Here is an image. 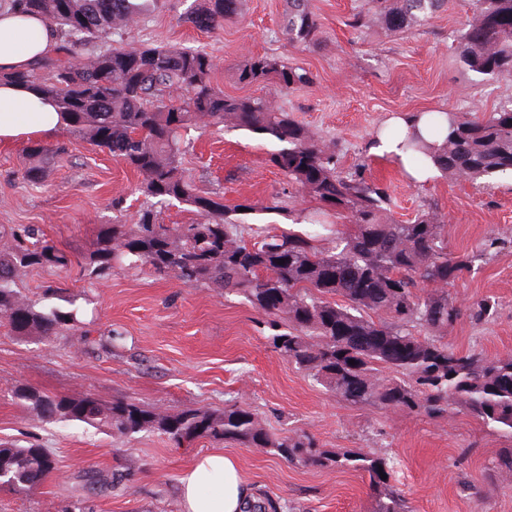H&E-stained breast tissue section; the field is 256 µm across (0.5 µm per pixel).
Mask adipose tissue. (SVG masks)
<instances>
[{
	"label": "adipose tissue",
	"mask_w": 512,
	"mask_h": 512,
	"mask_svg": "<svg viewBox=\"0 0 512 512\" xmlns=\"http://www.w3.org/2000/svg\"><path fill=\"white\" fill-rule=\"evenodd\" d=\"M57 33L49 23L35 17L8 12L0 14V72L31 67L52 54ZM63 114L55 102L36 87L0 81V143L52 139L64 129ZM371 155L393 160L416 182L430 181L437 174L433 165L414 167L402 141L381 133L368 144ZM183 512H248L257 498L241 474L235 458L221 452L197 457L180 481Z\"/></svg>",
	"instance_id": "ef3b65f1"
}]
</instances>
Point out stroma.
Here are the masks:
<instances>
[{
	"label": "stroma",
	"mask_w": 512,
	"mask_h": 512,
	"mask_svg": "<svg viewBox=\"0 0 512 512\" xmlns=\"http://www.w3.org/2000/svg\"><path fill=\"white\" fill-rule=\"evenodd\" d=\"M192 2L159 0L150 14L130 22L122 48H205L225 94L273 99L337 142L343 168L367 162L370 177L390 190L393 220L436 208L458 253L491 236L509 238L478 273L449 287L462 315L447 341L462 352L512 354V177L475 184L439 175L417 184L398 164L368 152L370 139L388 128L392 116L483 113L512 97V79L483 81L459 66L454 35L471 16L472 0H448L430 24L397 35L381 27L360 35L347 26L363 0H311L325 37L318 48L288 42L286 0H244L242 17L216 31L180 23ZM257 53L305 67L312 84L283 91L272 83H239L236 65ZM193 137L183 166L198 188L220 191L229 208L246 200L255 205V212L241 218L243 235L255 228L304 232L316 224L344 223V214L319 209L297 190L288 195L285 212H263L271 194L287 185L269 161L277 143L229 125L203 124ZM56 140L67 151L47 164L38 187L22 178L25 143L0 146V226H39L68 260L52 270H21L18 286L26 301L41 306L47 285L63 287L75 312L72 329L48 339L0 327V442L34 443L56 460L53 476L30 493L0 487V512H182L179 479L209 451L234 455L258 497L276 500L282 512H370L372 506V492L354 470L293 465L209 439L181 447L152 433L118 439L78 422L44 418L15 398L21 387L74 399L93 393L108 404L128 400L168 414L249 407L266 427L283 434L304 431L322 448L394 457L392 482L413 512H477L482 505L489 512H512V481L489 474L492 460L512 448V439L464 410L434 420L350 406L273 351L262 313L240 297L144 268H117L102 280L84 275L81 261L100 225L134 223L140 178L69 133ZM116 201L121 210L113 209ZM485 296L496 298V311L489 320H471L468 305ZM111 332L119 341L104 345ZM90 467L97 483L88 481Z\"/></svg>",
	"instance_id": "obj_1"
}]
</instances>
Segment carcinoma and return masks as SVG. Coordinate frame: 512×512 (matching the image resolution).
I'll return each instance as SVG.
<instances>
[{
	"label": "carcinoma",
	"instance_id": "carcinoma-1",
	"mask_svg": "<svg viewBox=\"0 0 512 512\" xmlns=\"http://www.w3.org/2000/svg\"><path fill=\"white\" fill-rule=\"evenodd\" d=\"M244 0H195L181 21L201 30L224 27L242 16ZM157 0H0V9L39 17L56 29L52 57L11 81L39 87L66 116L67 132L106 152L141 177L143 201L133 224H105L86 270L105 278L125 264L146 266L159 276L238 295L266 317L269 345L307 377L351 406L389 408L403 414L449 417L455 406L512 438V355L489 358L460 352L443 341L461 311L448 285L475 274L507 240L489 237L475 250H448L447 224L431 209L400 224L387 218L388 188L366 175L361 162L339 168L337 144L326 142L297 117L262 97L230 96L214 82L216 64L203 48L146 45L129 52L114 45L128 23ZM445 0H367L347 26L363 33L379 25L398 34L432 19ZM284 34L310 47L323 40L309 0H288ZM461 67L486 81L512 78V0H474L472 16L456 31ZM246 85L273 82L283 90L313 82L311 73L280 57H250L236 71ZM180 89L184 94L173 96ZM230 124L280 144L270 162L295 187L322 205L348 213L349 225L322 235L256 230V241L239 232L240 203L228 210L218 192L200 190L182 167L190 130L198 121ZM435 140L414 130L403 141L412 159L430 160L442 174L471 181L512 176V100L488 113L441 112L430 116ZM66 145L33 142L26 148L23 179L44 180V159ZM184 204L202 216L186 224H163V209ZM285 263H280V260ZM63 262L39 229L0 231V318L17 336H59L71 329L73 312L24 301L17 273ZM490 297L473 303L469 316L489 319ZM355 364H350L349 360ZM15 397L47 419L80 422L117 437L140 432L167 436L176 445L206 438L260 448L292 464L350 466L369 479L371 512H412L390 480L384 457L361 451L333 455L301 432L280 437L249 407L189 408L162 414L135 402L103 403L95 394L79 399L21 389ZM512 476V448L492 463ZM45 448L0 443V473L15 491H30L53 473Z\"/></svg>",
	"mask_w": 512,
	"mask_h": 512
}]
</instances>
